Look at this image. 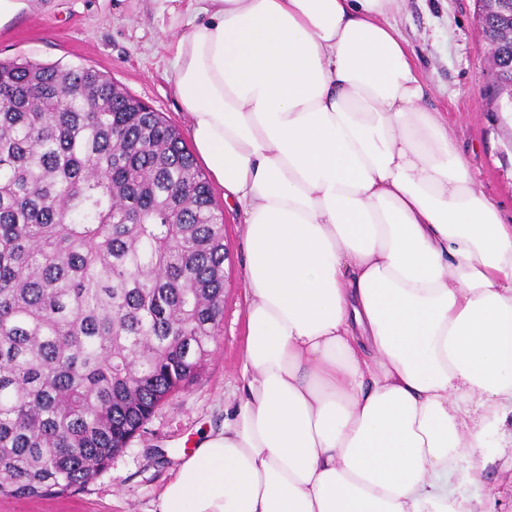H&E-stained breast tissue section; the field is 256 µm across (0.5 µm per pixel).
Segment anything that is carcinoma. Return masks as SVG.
<instances>
[{"label": "carcinoma", "instance_id": "obj_1", "mask_svg": "<svg viewBox=\"0 0 512 512\" xmlns=\"http://www.w3.org/2000/svg\"><path fill=\"white\" fill-rule=\"evenodd\" d=\"M507 30L486 15L500 90ZM223 315V218L178 130L91 68L0 61V496L89 484Z\"/></svg>", "mask_w": 512, "mask_h": 512}]
</instances>
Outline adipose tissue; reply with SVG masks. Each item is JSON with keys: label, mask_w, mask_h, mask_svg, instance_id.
<instances>
[{"label": "adipose tissue", "mask_w": 512, "mask_h": 512, "mask_svg": "<svg viewBox=\"0 0 512 512\" xmlns=\"http://www.w3.org/2000/svg\"><path fill=\"white\" fill-rule=\"evenodd\" d=\"M173 85L242 219L237 403L159 512H474L512 447V224L476 183L401 0H192ZM489 463L479 479L468 475V463L464 461L450 487L456 497L469 499L480 511L494 502V511L512 512V458L510 448H481Z\"/></svg>", "instance_id": "adipose-tissue-1"}]
</instances>
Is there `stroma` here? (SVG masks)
<instances>
[{"mask_svg": "<svg viewBox=\"0 0 512 512\" xmlns=\"http://www.w3.org/2000/svg\"><path fill=\"white\" fill-rule=\"evenodd\" d=\"M187 6L188 0H171L162 12L156 0H32L29 11L0 28V59L93 68L161 112L185 137L188 123L171 81L167 43L185 31ZM388 18L417 59L431 110L444 114L478 187L512 224V125L487 103L489 48L475 0H404ZM213 198L227 247L224 321L196 382L160 405L111 467L85 487L34 500L0 497V512H158L189 442L223 426L224 410L242 385L249 291L238 218L221 190ZM482 454L489 460L486 472L474 480L460 470L452 494L479 510L512 512V450Z\"/></svg>", "mask_w": 512, "mask_h": 512, "instance_id": "stroma-1", "label": "stroma"}]
</instances>
